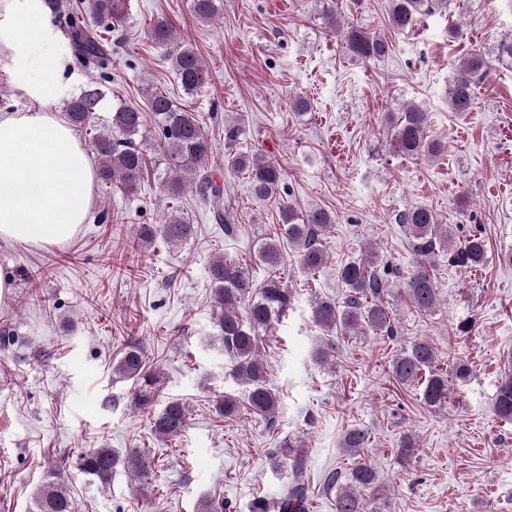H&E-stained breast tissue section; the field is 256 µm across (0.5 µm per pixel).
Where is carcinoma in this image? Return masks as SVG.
Here are the masks:
<instances>
[{
  "label": "carcinoma",
  "instance_id": "carcinoma-1",
  "mask_svg": "<svg viewBox=\"0 0 512 512\" xmlns=\"http://www.w3.org/2000/svg\"><path fill=\"white\" fill-rule=\"evenodd\" d=\"M322 4L321 17L336 34L342 48L361 60H378L389 54L390 44L382 36L357 25L342 26L337 16L341 0H317ZM128 0H86V17L65 10L60 0L51 3L52 10L65 16L73 48L82 64L105 65L108 48L112 47V31L129 17ZM194 16L207 22L220 13L219 0H193ZM448 9V0H390L389 22L396 30L413 27L424 15L437 9ZM148 37L165 44L172 68L183 91L194 95L206 84L208 70L202 57L186 43L172 37V25L165 18L156 19L147 31ZM486 66L479 54L467 55L453 68L448 91V108L452 112H469L474 105L475 79ZM70 121L87 129L92 153L97 159L101 181L115 185L131 194L137 189L147 162L143 145L148 137L147 126L159 131L161 156L169 171L164 184L168 198L176 201L182 187L188 183L204 202L224 233L235 231L233 211L224 205V184L212 174V145L195 112L176 104L167 94L147 91L146 109L132 104L107 106L106 93L94 81L88 82L79 94L67 103ZM386 121L395 152L404 157H433L442 152L440 141L427 136L426 111L417 103L402 106L401 112L387 113ZM227 167L244 171L250 180L251 192L258 201L274 199L282 215L280 232L275 239L260 243L256 260L267 267H278L287 246L298 253L300 264L316 274L327 264L323 237L333 224L325 210L314 209L299 213L280 193L283 174L273 162L258 155L230 152ZM413 238L415 252L421 257L448 251V265L476 269L486 261V244L478 234L456 240L448 225L423 207L409 208L396 217ZM162 239L172 245L190 240L194 225L188 223L178 208L171 207L160 225ZM210 277L212 293L218 308L216 326L218 339L232 362L234 378L247 388L246 402L226 393L215 401V411L235 418L242 412L275 422L279 398L268 386L266 371L260 359V333H269L292 305V290L280 278L271 276L255 286L248 271L237 261L222 256L212 258ZM394 270L380 265L378 254L363 251L339 267L338 279L345 286V297L338 303L330 298H316L310 303L312 321L323 331L345 336L395 335V323L385 297L391 292ZM404 292L417 310L430 313L439 301L438 286L428 269L420 264L404 279ZM247 302L245 315L238 313V304ZM437 354L425 341H415L395 356L391 363L392 376L399 384L422 386L423 402L431 408H441L448 400L447 375L436 368ZM113 372L127 379L142 381L134 393V403L140 407L151 404L159 373L151 368L146 351L138 343L126 347ZM493 410L502 419H512V381L498 390ZM189 409L178 398H170L152 416L151 431L159 439L171 440L183 434L188 426ZM370 441L369 432L359 426L346 429L340 447L353 456H361ZM282 451L288 456L291 477L282 495L269 503L260 498L251 512H310L306 481L307 456L305 445L288 441ZM133 478L148 476V463L137 448L118 458L110 448H86L80 455V470L107 483L118 467ZM376 476L373 468L359 460L348 475L336 470L326 476L327 486L336 489V512H369L363 492L372 489ZM37 512H73L70 491L64 485L49 482L36 494Z\"/></svg>",
  "mask_w": 512,
  "mask_h": 512
}]
</instances>
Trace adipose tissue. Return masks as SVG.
<instances>
[{
  "label": "adipose tissue",
  "mask_w": 512,
  "mask_h": 512,
  "mask_svg": "<svg viewBox=\"0 0 512 512\" xmlns=\"http://www.w3.org/2000/svg\"><path fill=\"white\" fill-rule=\"evenodd\" d=\"M46 0H0V48L8 51L15 85L33 101L0 111V241L58 245L89 214L96 172L65 119L48 103L70 96Z\"/></svg>",
  "instance_id": "obj_1"
}]
</instances>
